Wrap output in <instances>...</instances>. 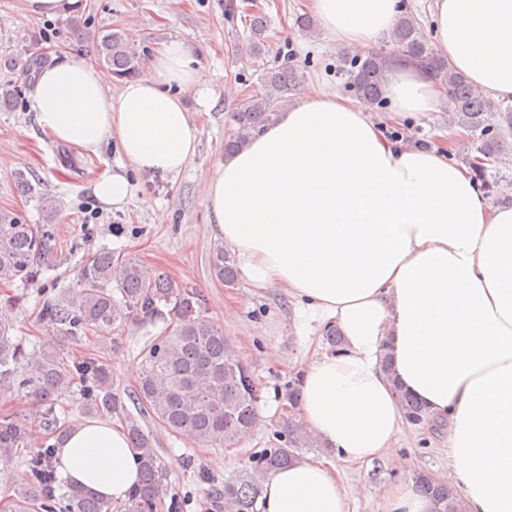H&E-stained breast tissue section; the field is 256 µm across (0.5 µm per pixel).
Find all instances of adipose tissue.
Segmentation results:
<instances>
[{"instance_id": "adipose-tissue-1", "label": "adipose tissue", "mask_w": 512, "mask_h": 512, "mask_svg": "<svg viewBox=\"0 0 512 512\" xmlns=\"http://www.w3.org/2000/svg\"><path fill=\"white\" fill-rule=\"evenodd\" d=\"M343 47H366L393 26L400 0H308ZM432 37L450 68L492 99L512 102V0H433ZM144 74L112 75L61 60L36 78L31 108L55 141L124 166L92 185L123 209L128 170L179 174L196 152L186 106L211 89L189 44L174 38ZM386 117L362 102L314 92L220 163L207 188L210 231L248 287L282 289L295 328H336L338 350L301 370L298 416L333 458H298L264 484L262 512H349L337 461L395 456L405 390L446 426L463 512H512V201L490 203L456 145L388 139L383 120L435 111L447 91L419 65L390 72ZM69 486L124 500L139 451L108 419L72 423L54 455Z\"/></svg>"}]
</instances>
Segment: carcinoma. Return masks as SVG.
Wrapping results in <instances>:
<instances>
[{
	"instance_id": "carcinoma-1",
	"label": "carcinoma",
	"mask_w": 512,
	"mask_h": 512,
	"mask_svg": "<svg viewBox=\"0 0 512 512\" xmlns=\"http://www.w3.org/2000/svg\"><path fill=\"white\" fill-rule=\"evenodd\" d=\"M247 57L253 61L265 53L266 20L251 16ZM391 48L363 57L340 60L338 72L345 87L370 108L384 104L383 87L393 65L406 60L428 69L448 92L452 121L465 127L481 143L477 173L502 158L503 139L512 136V108H501L474 87L466 77L437 56L414 16H401L389 35ZM98 59L112 66L120 81L140 73V53L121 30H111L96 43ZM303 82L299 65L289 64L263 73L261 88L240 101L232 113L235 131L225 141L224 152L233 153L273 123L280 110L298 93ZM53 259L47 229L25 224L0 212V282L33 284L42 267ZM215 271L224 284L236 280L233 264L219 254ZM167 308L173 327L140 352L139 383L133 399L166 429L206 447L229 445L257 424L258 395L251 370L236 356L232 342L202 314L203 297L197 290L172 279L165 271L149 268L133 258L118 257L109 249L98 250L80 270L77 287L69 294L44 303L43 321L74 335L92 327L108 329L134 314L143 322L154 320ZM12 325L0 321V386L15 385L32 398L48 425L59 430L53 407L55 394L68 389L80 377L89 409L124 412L122 397L112 389V376L101 361L86 357L72 366L52 347L30 352L11 336ZM398 399L411 425L425 420L423 405L405 392ZM133 447L140 452L141 479L119 510L112 502L85 488H70L57 498L54 475L44 450L28 461L31 481L19 489L10 512H156L162 488L163 465L153 441L137 420L126 419ZM285 446L265 448L254 464L224 483L228 512H256L262 483L268 475L294 462L307 436L296 420H283ZM23 420L13 414L0 417V455L25 447ZM417 489L435 503V512H461L459 500L442 480L428 473L415 476Z\"/></svg>"
}]
</instances>
